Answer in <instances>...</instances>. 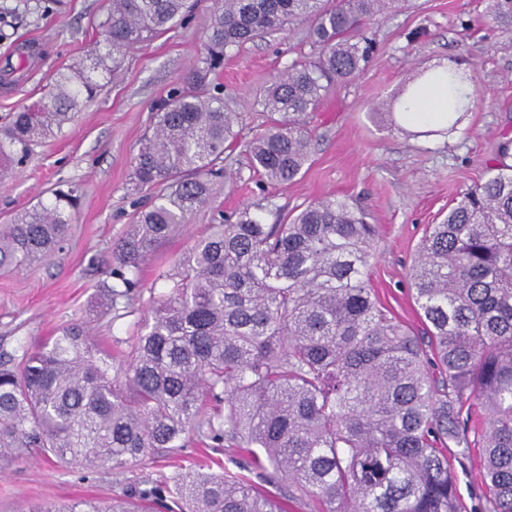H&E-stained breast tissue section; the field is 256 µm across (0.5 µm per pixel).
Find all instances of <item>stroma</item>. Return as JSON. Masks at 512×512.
Listing matches in <instances>:
<instances>
[{
    "label": "stroma",
    "instance_id": "obj_1",
    "mask_svg": "<svg viewBox=\"0 0 512 512\" xmlns=\"http://www.w3.org/2000/svg\"><path fill=\"white\" fill-rule=\"evenodd\" d=\"M496 0H408L374 21L372 63L336 83L306 118L311 157L301 177L285 186L263 184L249 166L248 145L270 117L261 105L265 87L289 67L316 56L308 25L282 31L227 52L213 75L215 93L237 112L240 140L224 151L233 186L216 184L207 204L142 266L143 286L127 308L113 311L103 285L113 250L149 202L137 190L133 161L163 99L183 85L197 63L210 23L212 0H198L188 19L127 54L114 78L83 107L62 134L34 147L15 177L0 179V225L46 202L52 188L75 187L65 241L47 260L0 272V352L20 353L57 335L82 316L112 354L126 350L146 315L160 274L243 205L271 200L294 211L333 194L359 200L378 225L371 285L379 302L408 327H419L408 268L430 225L440 223L461 196L480 182L512 141V17L492 19ZM106 0H0V66L23 47L38 56L17 82L0 83V120L44 99L57 72L94 52ZM460 60L470 98L456 131L436 135L410 128L400 108L408 88ZM212 455L196 437L185 448L122 471L70 469L30 453L0 465V512H25L34 502L106 499L170 475L186 460Z\"/></svg>",
    "mask_w": 512,
    "mask_h": 512
}]
</instances>
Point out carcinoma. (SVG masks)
I'll list each match as a JSON object with an SVG mask.
<instances>
[{
    "label": "carcinoma",
    "instance_id": "carcinoma-1",
    "mask_svg": "<svg viewBox=\"0 0 512 512\" xmlns=\"http://www.w3.org/2000/svg\"><path fill=\"white\" fill-rule=\"evenodd\" d=\"M400 0H213L203 56L155 113L135 157L154 191L115 251L111 307L142 287L141 264L210 198L237 140L235 113L210 93L224 54L298 20L318 56L265 91L272 124L249 144L252 170L294 181L310 156L303 116L374 55L370 21ZM187 0H108L90 63L59 71L51 106L0 126V177L70 124L119 58L180 23ZM446 131L461 121L464 77L450 67ZM501 157L439 224L408 271L423 332L379 305L370 285L375 225L357 201L326 195L298 214L250 204L211 224L175 260L119 363L76 319L21 355L0 354V455L121 469L185 446L230 448L251 479L190 466L133 493L35 504L28 512H459L454 465L479 454L472 512H512V164ZM76 190L0 228V270L49 257Z\"/></svg>",
    "mask_w": 512,
    "mask_h": 512
}]
</instances>
